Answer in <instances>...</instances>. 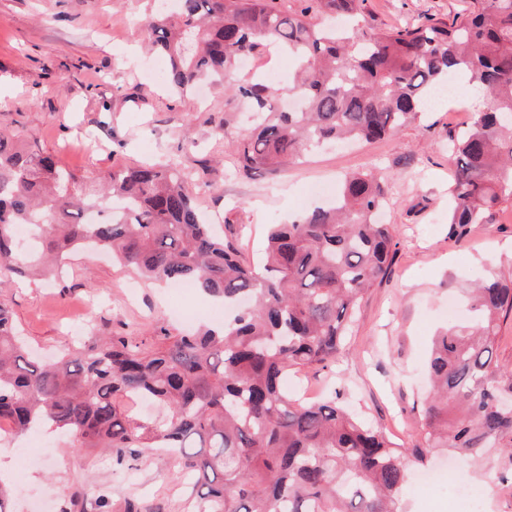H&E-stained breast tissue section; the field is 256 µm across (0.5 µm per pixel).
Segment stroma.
<instances>
[{
  "mask_svg": "<svg viewBox=\"0 0 512 512\" xmlns=\"http://www.w3.org/2000/svg\"><path fill=\"white\" fill-rule=\"evenodd\" d=\"M375 25L450 19L462 0H367ZM143 0H0V130L29 148L59 155L78 180L101 183L112 169L176 161L204 188L198 206L223 225L244 262L259 265L266 228L309 209L316 186L339 188L346 174L376 170L389 190L383 215L396 252L382 282L365 295L329 367L298 370L310 395L341 392L374 426L405 448L423 445L420 402L436 331L466 320L463 290L488 272L512 267V209L452 236L448 184L451 137L468 123L467 95L456 111L433 106L397 133L372 143L314 146L286 167L236 172L228 145L247 134L251 114L223 86L206 97L168 92L165 74H148L152 58L142 25ZM28 344L46 357L94 338L133 330L155 335L218 326L219 304L199 289L172 294L97 253L72 257L55 281L16 278L0 288ZM440 486L416 480L402 490L404 512H455L454 488L466 473L484 512H512V462L506 454L473 461L439 450L425 466ZM165 452L145 451L116 463L110 453L79 448L65 432L38 431L23 445L0 436V480L9 512H95L108 496L114 512L138 500L142 512H187L189 486Z\"/></svg>",
  "mask_w": 512,
  "mask_h": 512,
  "instance_id": "stroma-1",
  "label": "stroma"
}]
</instances>
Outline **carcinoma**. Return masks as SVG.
Masks as SVG:
<instances>
[{
	"instance_id": "1",
	"label": "carcinoma",
	"mask_w": 512,
	"mask_h": 512,
	"mask_svg": "<svg viewBox=\"0 0 512 512\" xmlns=\"http://www.w3.org/2000/svg\"><path fill=\"white\" fill-rule=\"evenodd\" d=\"M300 2L288 12L268 0H175L172 12L146 18L180 96L204 80L232 82L242 57L273 46L295 58L299 111L279 110L267 83L236 87L254 117L234 144L244 174L298 160L312 144L390 136L448 77L466 76L489 105L448 142V224L461 237L512 208V0H467L449 21L390 28L367 20L366 0ZM385 204L375 173L349 175L335 205L269 225L258 272L214 233L177 164L118 169L92 187L0 131V285L50 275L53 263L94 246L143 279L191 283L232 310L219 329H162L152 347L112 335L40 361L0 304V422L19 435L48 421L119 463L138 448L167 451L193 478L196 512H403L410 461L422 465L439 448L478 459L496 446L512 460V406L501 405L512 397V369L493 355L512 321L511 272L471 283L472 322L434 337L424 446L395 445L338 395L309 401L285 388L290 369L336 357L360 302L386 275L396 243L375 219ZM19 224L30 230L26 244ZM134 397L167 415L138 418Z\"/></svg>"
}]
</instances>
